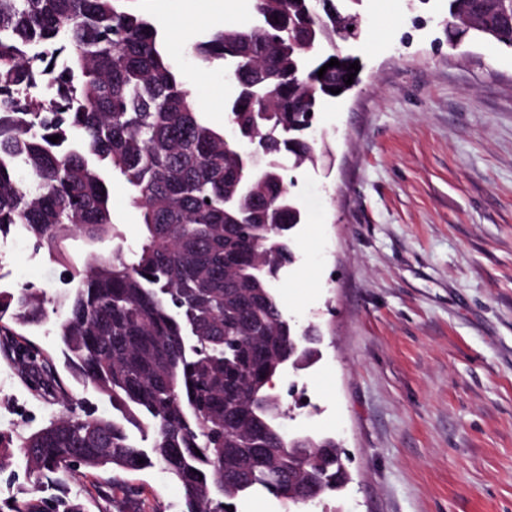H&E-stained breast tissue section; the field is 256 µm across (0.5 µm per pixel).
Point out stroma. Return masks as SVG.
<instances>
[{"mask_svg": "<svg viewBox=\"0 0 512 512\" xmlns=\"http://www.w3.org/2000/svg\"><path fill=\"white\" fill-rule=\"evenodd\" d=\"M251 0H139L203 118L226 124L233 85L196 44L251 16ZM364 30L340 42L364 65L347 96L326 100L318 136L329 150L295 170L306 213L295 262L272 286L298 329L318 326L322 356L280 377L309 404L286 432L331 436L351 481L321 512H512V49L467 35L448 42V0H360ZM124 245L140 240L121 179L109 182ZM63 267L26 238L0 236V290L56 293ZM23 341L52 356L69 393L112 416L111 403L63 366L53 323ZM0 351V427L28 435L60 413ZM84 512H182L180 484L159 468L80 470ZM0 472V500L41 512Z\"/></svg>", "mask_w": 512, "mask_h": 512, "instance_id": "stroma-1", "label": "stroma"}]
</instances>
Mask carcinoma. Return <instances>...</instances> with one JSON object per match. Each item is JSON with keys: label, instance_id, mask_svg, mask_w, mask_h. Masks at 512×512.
<instances>
[{"label": "carcinoma", "instance_id": "obj_1", "mask_svg": "<svg viewBox=\"0 0 512 512\" xmlns=\"http://www.w3.org/2000/svg\"><path fill=\"white\" fill-rule=\"evenodd\" d=\"M121 2L0 0V234L24 225L71 277L62 306L41 288L0 291V344L63 404L18 444L0 431V470L19 454L37 491L60 470L158 464L182 485L184 512H231L258 493L286 498L290 480L336 493L349 481L336 441L293 448L281 432L272 380L281 361L319 355L322 334L298 330L271 283L294 263L304 219L277 161L315 163L317 112L361 80L345 84L350 55L315 75L336 57L337 38L358 35L348 20L360 0H252V22L193 47L228 65L230 136L202 119L151 20ZM448 18L512 49V0H448ZM255 146L274 164L249 169ZM104 170L125 181L139 212L129 257ZM76 233L112 249L77 265L64 247ZM51 319L72 376L120 418L94 415L69 396L51 357L14 340ZM142 417L148 448L126 429ZM43 512L82 510L55 497Z\"/></svg>", "mask_w": 512, "mask_h": 512}]
</instances>
